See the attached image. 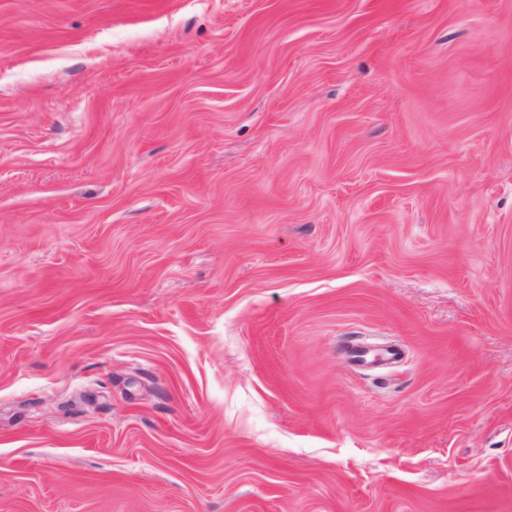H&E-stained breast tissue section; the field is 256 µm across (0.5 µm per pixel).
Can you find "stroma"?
I'll list each match as a JSON object with an SVG mask.
<instances>
[{
	"instance_id": "1",
	"label": "stroma",
	"mask_w": 512,
	"mask_h": 512,
	"mask_svg": "<svg viewBox=\"0 0 512 512\" xmlns=\"http://www.w3.org/2000/svg\"><path fill=\"white\" fill-rule=\"evenodd\" d=\"M0 512H512V0H0Z\"/></svg>"
}]
</instances>
